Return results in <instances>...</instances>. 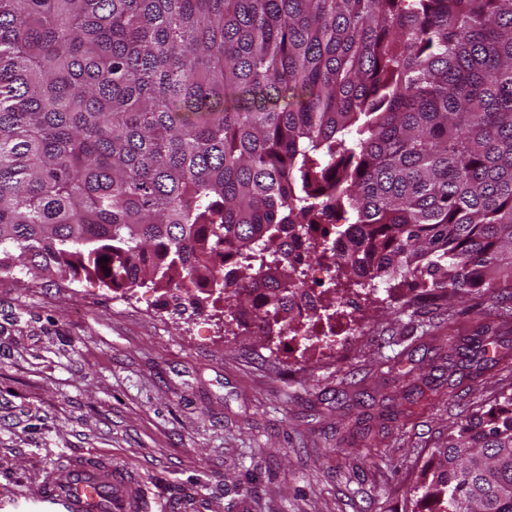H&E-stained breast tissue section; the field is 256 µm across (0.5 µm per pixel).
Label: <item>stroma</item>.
I'll return each instance as SVG.
<instances>
[{
	"label": "stroma",
	"instance_id": "35a3bbf8",
	"mask_svg": "<svg viewBox=\"0 0 512 512\" xmlns=\"http://www.w3.org/2000/svg\"><path fill=\"white\" fill-rule=\"evenodd\" d=\"M309 286L357 305L306 340L220 300L177 313L173 289L0 275V512L77 455L135 483L142 512H412L449 430L512 391V293L372 294L319 267ZM485 326L498 363L450 388L453 347Z\"/></svg>",
	"mask_w": 512,
	"mask_h": 512
}]
</instances>
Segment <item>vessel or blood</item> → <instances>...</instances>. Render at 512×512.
Segmentation results:
<instances>
[{"label": "vessel or blood", "mask_w": 512, "mask_h": 512, "mask_svg": "<svg viewBox=\"0 0 512 512\" xmlns=\"http://www.w3.org/2000/svg\"><path fill=\"white\" fill-rule=\"evenodd\" d=\"M38 512H141L135 488L113 473L111 464L72 460L47 471L26 495Z\"/></svg>", "instance_id": "vessel-or-blood-1"}]
</instances>
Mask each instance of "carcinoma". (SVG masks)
I'll return each mask as SVG.
<instances>
[{
    "label": "carcinoma",
    "mask_w": 512,
    "mask_h": 512,
    "mask_svg": "<svg viewBox=\"0 0 512 512\" xmlns=\"http://www.w3.org/2000/svg\"><path fill=\"white\" fill-rule=\"evenodd\" d=\"M324 259L512 289V0H0V273L174 286L288 335ZM433 457L416 505L512 512V393Z\"/></svg>",
    "instance_id": "1"
}]
</instances>
